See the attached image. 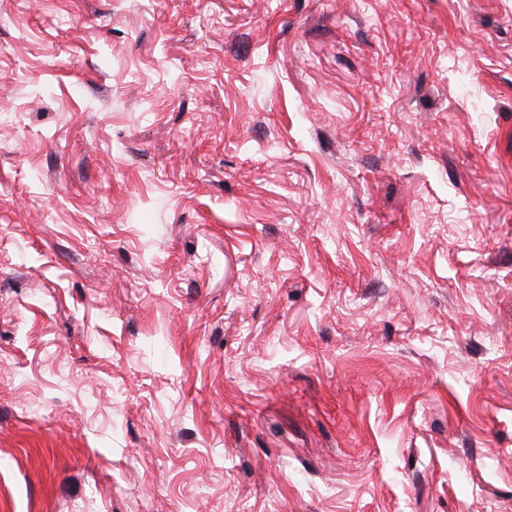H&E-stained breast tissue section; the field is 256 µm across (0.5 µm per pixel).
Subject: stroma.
<instances>
[{
	"mask_svg": "<svg viewBox=\"0 0 512 512\" xmlns=\"http://www.w3.org/2000/svg\"><path fill=\"white\" fill-rule=\"evenodd\" d=\"M0 512H512V0H0Z\"/></svg>",
	"mask_w": 512,
	"mask_h": 512,
	"instance_id": "1",
	"label": "stroma"
}]
</instances>
